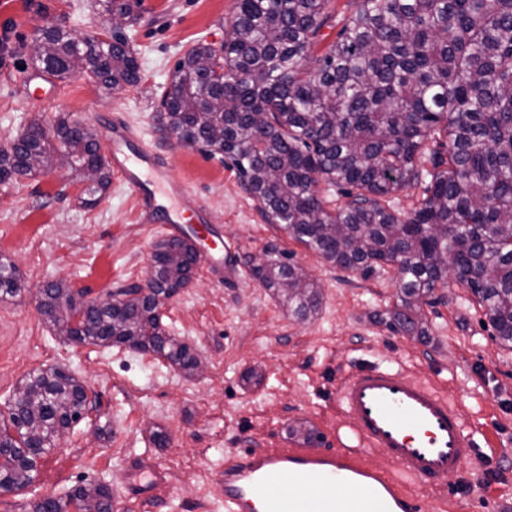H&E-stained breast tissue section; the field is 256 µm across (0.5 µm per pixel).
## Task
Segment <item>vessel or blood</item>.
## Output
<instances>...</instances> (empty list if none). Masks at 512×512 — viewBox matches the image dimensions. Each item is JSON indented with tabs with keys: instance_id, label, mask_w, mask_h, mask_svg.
I'll return each instance as SVG.
<instances>
[{
	"instance_id": "vessel-or-blood-1",
	"label": "vessel or blood",
	"mask_w": 512,
	"mask_h": 512,
	"mask_svg": "<svg viewBox=\"0 0 512 512\" xmlns=\"http://www.w3.org/2000/svg\"><path fill=\"white\" fill-rule=\"evenodd\" d=\"M106 131L112 166L145 209L185 194V182L156 160L134 128L115 117ZM334 395L346 421L342 451L235 453L222 471L224 512H425L405 485L437 488L448 474L465 475L480 452L454 403L404 370L358 361L338 378ZM366 452L395 465V479L383 481L363 468L359 458Z\"/></svg>"
}]
</instances>
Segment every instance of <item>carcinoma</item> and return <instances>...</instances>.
I'll return each mask as SVG.
<instances>
[{
	"label": "carcinoma",
	"instance_id": "obj_1",
	"mask_svg": "<svg viewBox=\"0 0 512 512\" xmlns=\"http://www.w3.org/2000/svg\"><path fill=\"white\" fill-rule=\"evenodd\" d=\"M327 0H238L224 32L223 55L205 41L177 61L159 120L190 145L229 159L266 219L328 263L362 273L399 264L397 302L386 324L429 335L421 301L448 280L468 288L502 344L512 346V0H355L336 40L311 56L332 21ZM109 17L130 0H102ZM115 34L95 47L56 25L32 38L33 61L59 79L90 74L108 91L135 85L138 61ZM100 132L60 116L46 131L0 149V178L18 180L57 164L67 150L80 171L99 164L84 187L93 206L111 182L98 163ZM35 156L39 166L27 159ZM429 179L426 197L403 219L386 198ZM344 189L347 205L328 211L319 183ZM251 276L291 314L306 320L320 304L304 270L266 247ZM154 288L141 297L88 308L72 337L153 353L192 374L191 348L163 328L155 297L174 296L199 259L182 240L156 244ZM22 290L16 267L0 264V294ZM41 314L58 327L84 305L63 281L39 293ZM23 403L0 421V494L18 493L37 476L38 460L58 434L90 409L84 384L61 368L30 373L16 388ZM111 492L78 485L66 499H43L24 512H110Z\"/></svg>",
	"mask_w": 512,
	"mask_h": 512
}]
</instances>
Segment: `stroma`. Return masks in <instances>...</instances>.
<instances>
[{
	"label": "stroma",
	"instance_id": "35a3bbf8",
	"mask_svg": "<svg viewBox=\"0 0 512 512\" xmlns=\"http://www.w3.org/2000/svg\"><path fill=\"white\" fill-rule=\"evenodd\" d=\"M236 0H140L125 27L140 84L113 91L83 76L63 80L30 58L32 23L42 17L78 36L105 22L98 0H0L9 48L0 54V137L30 122L52 126L66 113L87 124L119 114L137 127L159 159L204 205L207 232L223 240L221 267L199 263L190 283L160 311L165 330L206 365L186 374L125 346L74 343L37 311L38 290L63 281L93 299L137 284L167 222L139 207L120 175L99 203H82L73 170L44 171L0 183V260L15 263L25 285L0 299V412L29 373L63 367L99 394L100 407L75 424L39 462L33 484L0 496V512H22L34 499L62 498L73 486L106 481L117 512H224L218 474L226 451L311 448L337 451L339 418L331 395L355 360L402 367L454 399L467 428L489 442L465 477L431 489L409 486L429 512H512V348L503 346L467 288H439L425 308L427 339L396 335L383 318L397 299L392 267L364 275L327 264L269 223L220 155L177 149L158 120L161 98L184 51L218 45ZM276 244L319 285L317 313L294 318L254 280L245 255ZM167 435L164 446L155 431ZM155 468L162 483L144 488L138 473Z\"/></svg>",
	"mask_w": 512,
	"mask_h": 512
}]
</instances>
